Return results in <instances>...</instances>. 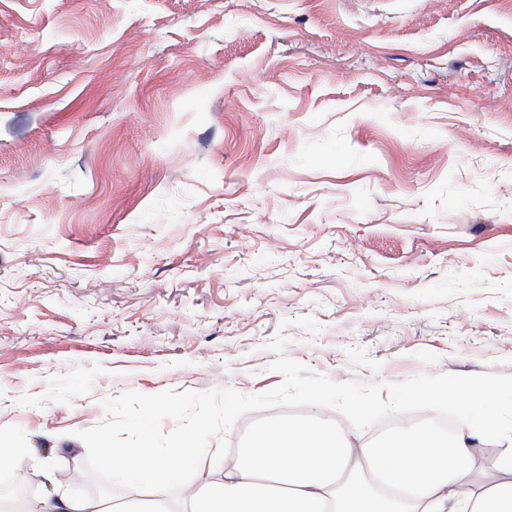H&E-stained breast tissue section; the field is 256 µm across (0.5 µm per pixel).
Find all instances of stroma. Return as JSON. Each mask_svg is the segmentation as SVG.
Returning a JSON list of instances; mask_svg holds the SVG:
<instances>
[{"label":"stroma","mask_w":512,"mask_h":512,"mask_svg":"<svg viewBox=\"0 0 512 512\" xmlns=\"http://www.w3.org/2000/svg\"><path fill=\"white\" fill-rule=\"evenodd\" d=\"M512 376V0H0V439L128 391ZM243 415L208 448L232 460Z\"/></svg>","instance_id":"1"}]
</instances>
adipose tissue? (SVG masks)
Returning a JSON list of instances; mask_svg holds the SVG:
<instances>
[{
    "label": "adipose tissue",
    "mask_w": 512,
    "mask_h": 512,
    "mask_svg": "<svg viewBox=\"0 0 512 512\" xmlns=\"http://www.w3.org/2000/svg\"><path fill=\"white\" fill-rule=\"evenodd\" d=\"M496 427L484 413L450 437L403 427L365 447L324 419L275 420L232 462L213 457L179 505L57 494L37 512H512V449L496 459L494 476L476 477L472 465L476 441ZM216 469L223 479L211 478Z\"/></svg>",
    "instance_id": "ef3b65f1"
}]
</instances>
